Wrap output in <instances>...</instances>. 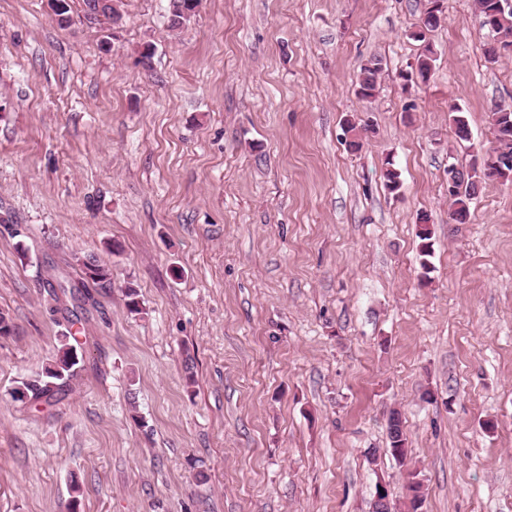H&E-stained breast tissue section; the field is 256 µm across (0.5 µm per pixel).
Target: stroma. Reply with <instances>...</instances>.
Here are the masks:
<instances>
[{
	"label": "stroma",
	"mask_w": 512,
	"mask_h": 512,
	"mask_svg": "<svg viewBox=\"0 0 512 512\" xmlns=\"http://www.w3.org/2000/svg\"><path fill=\"white\" fill-rule=\"evenodd\" d=\"M168 4L123 0L108 36L82 0L67 28L0 0V512H372L412 478L425 512H512V183L448 219V161L492 147L512 53L489 63L475 0H444L407 90L427 0H202L179 32ZM77 254L112 281L70 326L48 287ZM68 327L71 392L12 400ZM383 69V61L379 57L368 59L360 67L357 77L356 93L363 97H373L377 88V79ZM387 436L391 455L398 460H403L406 457V438L403 434L401 414L397 410H392L389 414Z\"/></svg>",
	"instance_id": "1"
}]
</instances>
